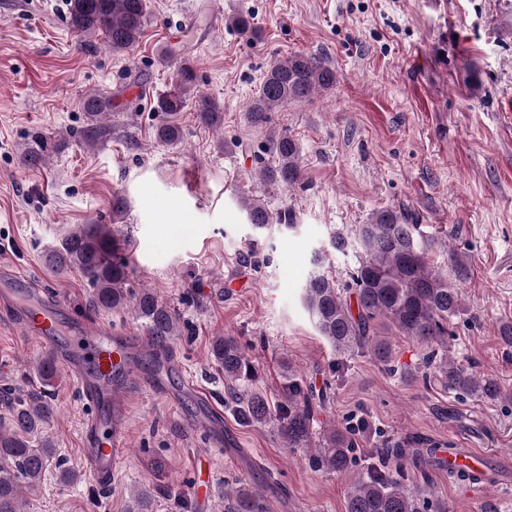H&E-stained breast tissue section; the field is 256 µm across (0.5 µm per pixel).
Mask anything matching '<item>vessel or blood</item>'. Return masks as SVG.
Here are the masks:
<instances>
[{
	"label": "vessel or blood",
	"instance_id": "obj_1",
	"mask_svg": "<svg viewBox=\"0 0 512 512\" xmlns=\"http://www.w3.org/2000/svg\"><path fill=\"white\" fill-rule=\"evenodd\" d=\"M0 306L11 312L29 338L53 345L59 361L74 373L86 401L95 406L83 431V455L97 481L110 484L127 438L119 408L136 377L129 337L67 319L65 301L22 290L16 274L5 265L0 267Z\"/></svg>",
	"mask_w": 512,
	"mask_h": 512
}]
</instances>
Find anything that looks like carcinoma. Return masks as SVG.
Masks as SVG:
<instances>
[{"mask_svg": "<svg viewBox=\"0 0 512 512\" xmlns=\"http://www.w3.org/2000/svg\"><path fill=\"white\" fill-rule=\"evenodd\" d=\"M68 13L69 26L77 36L87 40L101 35L112 51L122 53L139 43L148 22L149 5L148 0H68ZM335 84V71L314 57L294 54L284 61H275L269 65L258 94L249 104L251 121L267 125L275 108L308 100ZM195 89V71L185 64L173 89L158 99L156 110L175 115L194 96L198 99L199 122L220 127L221 113ZM83 108L94 122L86 134L92 140L96 122L108 114L112 105L103 95L91 93L84 98ZM179 137V128L174 124L162 123L155 129V138L161 142H175ZM31 139L32 145L24 150L21 161L30 167L40 166L56 145L52 138L39 133ZM271 145L275 161L259 171V179L290 189L301 180L300 146L286 133L273 135ZM240 204L247 222L258 230L296 227L297 215L289 208L273 212L249 196L242 198ZM353 242L362 255L350 281L340 286L325 272L324 252L314 256V269L303 289L306 310L336 352L367 353L393 373L390 341L379 332L382 325L392 326L399 335L427 349L417 366L424 381L435 379L461 398L512 402V391L504 389L496 379L477 375L448 359L450 325L464 313L465 307L458 286L449 283L448 275L431 265L428 255L436 242L423 239L420 225L410 223L400 211L379 209L367 223L355 225L351 233L334 231L329 236V246L337 252H345ZM118 246L109 225L81 224L50 253L48 265L60 271L81 272L93 288V304L100 309L110 311L132 303L134 316L151 345L164 350L178 335L179 317L148 290L132 300L128 298L129 266L114 259ZM210 358L232 384H247L256 378L253 361L232 336L214 337ZM36 371L42 382L40 392L17 395L10 387L0 389V400L11 406L9 424H0V512H21L22 490L40 484L51 466L64 485L78 478L67 462L56 455L53 441L45 434L54 417L48 387L57 373V365L46 357L38 363ZM234 396L244 423L276 422L279 435L290 448L309 443L313 401H324V395L315 393L295 374L288 376L274 405L257 390L236 391ZM358 447L356 430L331 429L323 432L319 448L309 459L312 467L349 479L346 512H448V507L436 501L431 490H408L405 468L409 461L418 467L435 466L453 476H468L463 467L445 457L452 453L450 447L425 449L419 441L408 439L385 449V460L391 462V467L382 469L360 466ZM224 512H265L264 487L239 486L224 491Z\"/></svg>", "mask_w": 512, "mask_h": 512, "instance_id": "carcinoma-1", "label": "carcinoma"}]
</instances>
